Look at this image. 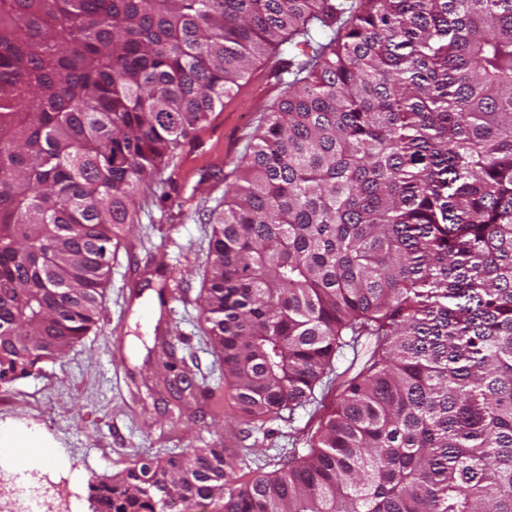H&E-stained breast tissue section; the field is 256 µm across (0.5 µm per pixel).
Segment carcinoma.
I'll use <instances>...</instances> for the list:
<instances>
[{
    "label": "carcinoma",
    "mask_w": 512,
    "mask_h": 512,
    "mask_svg": "<svg viewBox=\"0 0 512 512\" xmlns=\"http://www.w3.org/2000/svg\"><path fill=\"white\" fill-rule=\"evenodd\" d=\"M273 54L202 315L251 419L373 359L282 468L156 456L93 512H512V0H0V382L88 335L104 250ZM373 349V340L372 338L362 337L359 342L356 350L353 352L352 349H348L344 355V357H340L336 363V372L344 374L338 378L335 383L336 386L340 381H344L353 377L357 374L365 365L367 360L371 355V351Z\"/></svg>",
    "instance_id": "carcinoma-1"
}]
</instances>
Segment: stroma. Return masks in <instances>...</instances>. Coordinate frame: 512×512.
Listing matches in <instances>:
<instances>
[{
	"label": "stroma",
	"mask_w": 512,
	"mask_h": 512,
	"mask_svg": "<svg viewBox=\"0 0 512 512\" xmlns=\"http://www.w3.org/2000/svg\"><path fill=\"white\" fill-rule=\"evenodd\" d=\"M282 94L271 60L224 98L183 144L164 174L157 201L145 206L112 256L106 301L96 327L64 358L0 383V431L20 438L13 456L39 460L50 496L44 512L67 499L70 512H92L90 483L143 459L217 446L247 455L241 482L277 469L291 449L306 450L333 410L334 396L297 409L293 419H245L202 316L209 268L211 210L224 200L225 174L256 144ZM173 344L175 370L155 343Z\"/></svg>",
	"instance_id": "1"
}]
</instances>
